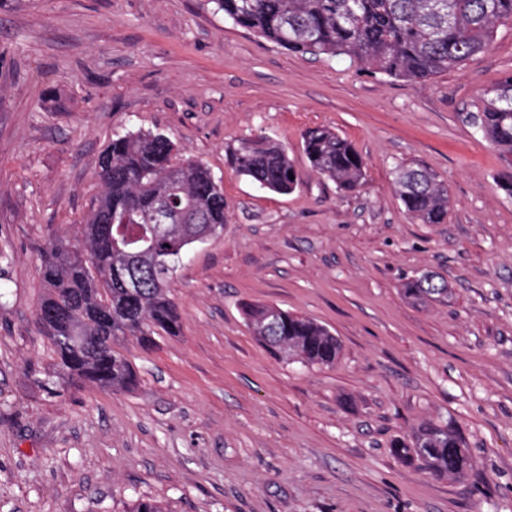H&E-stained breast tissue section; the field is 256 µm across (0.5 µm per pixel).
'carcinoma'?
I'll return each instance as SVG.
<instances>
[{"mask_svg": "<svg viewBox=\"0 0 512 512\" xmlns=\"http://www.w3.org/2000/svg\"><path fill=\"white\" fill-rule=\"evenodd\" d=\"M224 18L293 53L348 58L391 79L423 81L483 53L497 26L512 24V0H212ZM465 121L512 167V74L484 89ZM303 151L316 173L346 192L358 190L364 161L353 144L325 127L308 128ZM227 160L235 171L272 192L299 184L288 151L260 132L237 140ZM102 192L83 220L81 247L54 236L42 248L41 277L47 288L36 317L51 339L57 367L79 382L130 390L138 376L119 350L128 338L144 347L157 336L181 332V315L169 294L176 269L165 262L193 246L184 227H215L224 233V189L202 163L179 157L167 135L137 129L106 146L96 172ZM395 192L423 224L448 216V189L427 168L397 165ZM165 203L171 234L149 228ZM136 279L139 287H126ZM404 294L426 300L448 294V285L424 273L407 280ZM242 313L254 334L284 356L331 366L340 354L336 336L317 322L276 306L246 304ZM395 453L436 476H458L472 462L459 433L426 423Z\"/></svg>", "mask_w": 512, "mask_h": 512, "instance_id": "carcinoma-1", "label": "carcinoma"}]
</instances>
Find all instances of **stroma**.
<instances>
[{"label": "stroma", "mask_w": 512, "mask_h": 512, "mask_svg": "<svg viewBox=\"0 0 512 512\" xmlns=\"http://www.w3.org/2000/svg\"><path fill=\"white\" fill-rule=\"evenodd\" d=\"M512 73V25L484 53L413 83L289 52L211 0H0V512H512V199L463 119ZM327 126L365 161L354 193L314 172ZM159 131L224 187V232L171 284L182 328L122 352V390L59 374L36 322L39 248L87 215L100 153ZM266 132L301 182L277 194L225 148ZM417 162L448 188L423 224L395 189ZM431 273L446 297L403 283ZM269 304L330 329V367L271 353L243 318ZM428 421L473 466L438 478L396 456ZM404 294L412 299L426 300L439 298L448 294V285L443 281H436V277L424 273L408 279L403 285Z\"/></svg>", "instance_id": "obj_1"}]
</instances>
